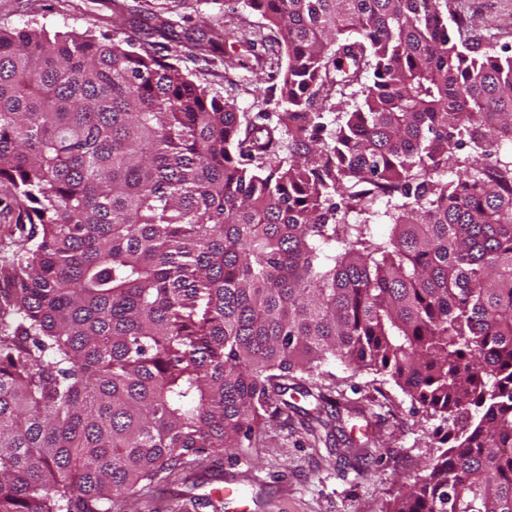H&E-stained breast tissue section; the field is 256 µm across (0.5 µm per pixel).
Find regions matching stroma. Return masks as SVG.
I'll return each instance as SVG.
<instances>
[{
    "label": "stroma",
    "instance_id": "35a3bbf8",
    "mask_svg": "<svg viewBox=\"0 0 512 512\" xmlns=\"http://www.w3.org/2000/svg\"><path fill=\"white\" fill-rule=\"evenodd\" d=\"M473 37L512 49V0H448ZM192 26L223 28L224 44L208 59L185 58L181 66L197 83L250 114L275 109L257 101L268 87L273 54L255 58L244 37L265 33V21L243 0H194ZM112 0H0V26L32 25L62 32L106 31ZM284 401L270 402L255 416V431L237 448L208 457L197 483L168 487V512H185L191 496L223 488L236 479L249 512H390L394 500L437 454L435 419L393 382L353 372L332 361L295 375ZM312 388L304 397L298 387ZM341 432L326 441L325 421Z\"/></svg>",
    "mask_w": 512,
    "mask_h": 512
}]
</instances>
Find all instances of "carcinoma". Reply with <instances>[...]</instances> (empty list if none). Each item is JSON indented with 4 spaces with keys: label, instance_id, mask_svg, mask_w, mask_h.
I'll return each mask as SVG.
<instances>
[{
    "label": "carcinoma",
    "instance_id": "1",
    "mask_svg": "<svg viewBox=\"0 0 512 512\" xmlns=\"http://www.w3.org/2000/svg\"><path fill=\"white\" fill-rule=\"evenodd\" d=\"M244 4L286 56L273 114L183 71L215 29L123 48L126 0L110 35L0 26V184L31 225L0 258V512H112L333 360L447 428L391 512H512V54L448 0Z\"/></svg>",
    "mask_w": 512,
    "mask_h": 512
}]
</instances>
